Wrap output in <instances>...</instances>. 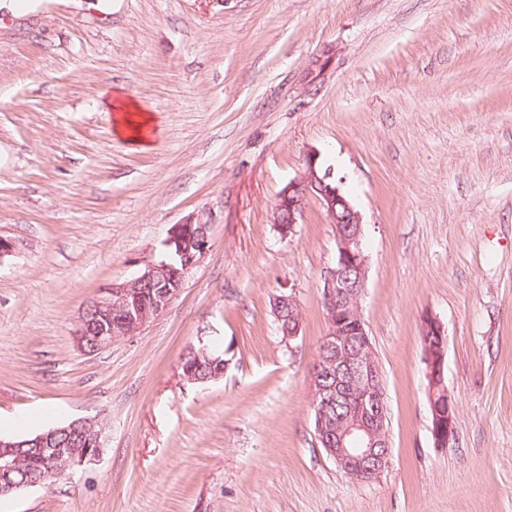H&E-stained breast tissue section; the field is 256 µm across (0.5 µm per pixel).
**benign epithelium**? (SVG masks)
<instances>
[{
    "label": "benign epithelium",
    "instance_id": "1",
    "mask_svg": "<svg viewBox=\"0 0 512 512\" xmlns=\"http://www.w3.org/2000/svg\"><path fill=\"white\" fill-rule=\"evenodd\" d=\"M313 196L336 225V262L323 275V304L328 329L319 347L311 375L314 435L326 455L350 480L370 483L388 464L387 402L381 368L376 358L360 301L368 278L364 249L363 216L333 174L318 165L309 152L305 169L281 190L274 203V223L292 234L307 198ZM209 225L175 224L165 242L167 256L147 264L130 280L114 283L90 301L74 331L77 348L87 354L132 336L171 305L188 272L209 248ZM277 322L285 323L288 338L299 335L302 312L291 294L272 297ZM425 375L428 380L430 433L435 446L445 448L456 440V404L445 385L447 330L435 316L420 325ZM189 383L219 379L224 361L212 360L211 374L201 378L196 368L181 365ZM100 432L86 419L39 432L29 438H0V496L43 485L49 478L97 460ZM37 454L46 471L37 479L23 475L22 460Z\"/></svg>",
    "mask_w": 512,
    "mask_h": 512
}]
</instances>
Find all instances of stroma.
I'll return each mask as SVG.
<instances>
[{
    "instance_id": "35a3bbf8",
    "label": "stroma",
    "mask_w": 512,
    "mask_h": 512,
    "mask_svg": "<svg viewBox=\"0 0 512 512\" xmlns=\"http://www.w3.org/2000/svg\"><path fill=\"white\" fill-rule=\"evenodd\" d=\"M0 9V433L85 418L98 462L0 512H512V0H43ZM156 118L118 135L116 100ZM317 151L364 218L361 309L389 462L344 477L314 435L336 227L280 191ZM209 248L168 310L98 353L72 336L103 288ZM301 331L282 335L273 295ZM445 325L457 439L429 433L419 327ZM207 344L224 375L188 383ZM271 308L278 324L286 321V324H279V328L285 324L283 328L285 334L281 330L282 334L288 338L298 336L301 330L302 312L296 298L292 294L274 295Z\"/></svg>"
}]
</instances>
